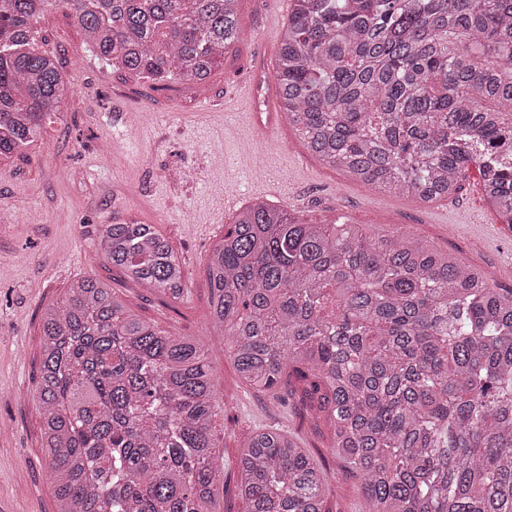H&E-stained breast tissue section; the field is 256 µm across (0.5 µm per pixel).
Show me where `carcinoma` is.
<instances>
[{
    "label": "carcinoma",
    "mask_w": 512,
    "mask_h": 512,
    "mask_svg": "<svg viewBox=\"0 0 512 512\" xmlns=\"http://www.w3.org/2000/svg\"><path fill=\"white\" fill-rule=\"evenodd\" d=\"M276 71L308 150L387 194L436 201L477 168L512 225V167L474 147L512 133V0H293ZM237 0H0V164L30 153L74 90L39 50L64 7L95 56L156 83L201 82L240 41ZM99 249L142 287L187 295L152 224ZM213 325L250 387L287 371L359 474L368 512H512V291L402 232L243 209L206 270ZM37 384L58 512H222L220 410L203 342L157 329L86 277L42 321ZM248 512H324L328 473L279 428L238 458Z\"/></svg>",
    "instance_id": "cac0c4a2"
}]
</instances>
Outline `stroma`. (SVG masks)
Segmentation results:
<instances>
[{
	"label": "stroma",
	"instance_id": "obj_1",
	"mask_svg": "<svg viewBox=\"0 0 512 512\" xmlns=\"http://www.w3.org/2000/svg\"><path fill=\"white\" fill-rule=\"evenodd\" d=\"M287 0H238L242 39L198 83L162 86L96 58L66 8L43 15L37 40L74 95L48 120L38 148L0 165V512H57L33 392L42 354V314L86 276L110 285L157 328L198 336L209 350L221 410L212 434L224 463L223 512H246L237 457L258 426L298 434L331 476L328 512H363L359 479L329 452L327 423L309 413L290 378L285 404L243 384L211 323L206 268L244 208L255 173L259 199L304 223L406 231L512 289V226L489 206L477 171L457 194L433 202L380 193L312 155L296 135L275 83L256 75L276 62ZM275 112L254 131L252 113ZM130 216L155 225L178 255L188 293L147 291L96 254L102 225Z\"/></svg>",
	"mask_w": 512,
	"mask_h": 512
}]
</instances>
